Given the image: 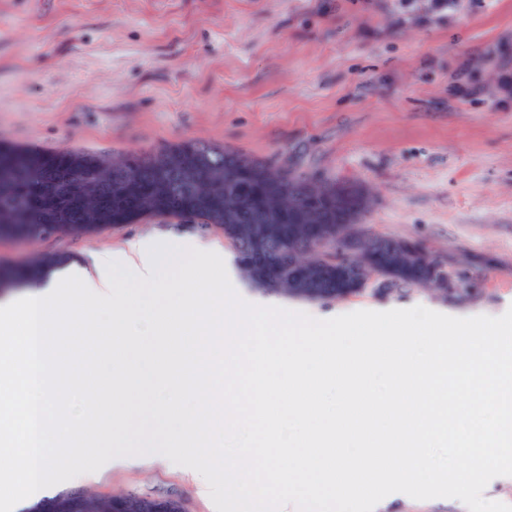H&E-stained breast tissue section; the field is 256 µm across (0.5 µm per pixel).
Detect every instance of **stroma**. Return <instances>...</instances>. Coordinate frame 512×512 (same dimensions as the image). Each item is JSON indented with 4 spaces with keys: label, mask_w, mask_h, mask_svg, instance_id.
I'll use <instances>...</instances> for the list:
<instances>
[{
    "label": "stroma",
    "mask_w": 512,
    "mask_h": 512,
    "mask_svg": "<svg viewBox=\"0 0 512 512\" xmlns=\"http://www.w3.org/2000/svg\"><path fill=\"white\" fill-rule=\"evenodd\" d=\"M512 0H0V142L106 158L187 139L242 150L299 173L368 186L363 224L420 238L481 272L478 295L410 290L325 307L312 317L424 306L455 317L512 307ZM222 232L151 218L80 238L2 240L0 260L96 254L137 237ZM94 493L178 498L215 512L208 488L160 454L86 477Z\"/></svg>",
    "instance_id": "35a3bbf8"
}]
</instances>
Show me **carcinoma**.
I'll use <instances>...</instances> for the list:
<instances>
[{
	"label": "carcinoma",
	"instance_id": "carcinoma-1",
	"mask_svg": "<svg viewBox=\"0 0 512 512\" xmlns=\"http://www.w3.org/2000/svg\"><path fill=\"white\" fill-rule=\"evenodd\" d=\"M315 184L322 199L311 210L308 199ZM268 203L286 210V221L334 230L338 224L360 223L371 196L350 181L296 173L201 140L118 159L0 144V236L5 238L98 234L151 217H189L203 230L223 231L228 224L265 223ZM362 235L365 241L359 253L346 257L337 255L334 246L320 250L304 235L280 240L268 253L265 283L256 280L247 237L226 234L224 239L250 288L287 301L326 305L368 292L383 295L413 287H428L443 298L472 293L477 276L448 267L423 241L410 240L419 262L405 257L388 261L384 252L372 249L371 242L396 243L398 239L367 227ZM322 256L326 272L318 290L305 293L294 287L288 278V261L295 257L311 265ZM65 261L64 256H51L31 266L3 265L0 282L21 286L42 267L50 269ZM73 496L81 512H112V499L129 494L110 497L74 490L36 503L32 512Z\"/></svg>",
	"mask_w": 512,
	"mask_h": 512
}]
</instances>
